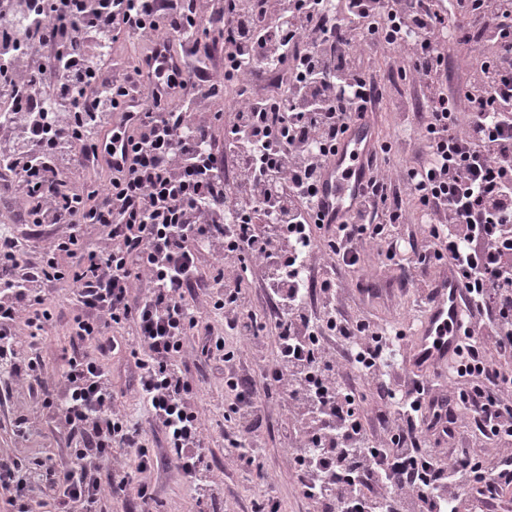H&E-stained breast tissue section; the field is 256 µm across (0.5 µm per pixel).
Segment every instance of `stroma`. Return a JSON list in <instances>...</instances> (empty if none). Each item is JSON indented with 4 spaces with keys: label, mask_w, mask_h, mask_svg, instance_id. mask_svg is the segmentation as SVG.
Wrapping results in <instances>:
<instances>
[{
    "label": "stroma",
    "mask_w": 512,
    "mask_h": 512,
    "mask_svg": "<svg viewBox=\"0 0 512 512\" xmlns=\"http://www.w3.org/2000/svg\"><path fill=\"white\" fill-rule=\"evenodd\" d=\"M411 99L400 79H392L386 86V101L375 115L377 129L385 140L407 142ZM338 284L342 290L340 305L350 316L364 317L380 324L403 328L406 340H413L421 309L418 291L412 284L402 283L399 270L378 273L360 290V271L337 267ZM67 286H59L50 301L56 313L53 328L40 338L36 352L42 360L48 380H57L66 368L72 353L69 338L70 308ZM203 338L189 345L185 368L189 376L202 379L200 404L206 417L204 435L213 451L214 464L224 461V406L231 394L224 386L221 365L204 349ZM32 402L29 391L19 385H0V453L28 463L41 457L64 456V436L61 429L47 425L23 439L13 435L15 418L26 413ZM286 411L271 406L266 420L251 435L250 443L258 448L257 460L270 474L269 483L261 485L249 471H231L224 479L223 512H250L252 500L273 498L281 505L280 512H318L314 502L303 499L296 488V477L291 470L286 450L289 442L283 433ZM144 478L157 492L158 512H190L194 500L191 486L175 470L155 469Z\"/></svg>",
    "instance_id": "stroma-1"
}]
</instances>
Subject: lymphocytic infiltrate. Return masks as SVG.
<instances>
[{
  "label": "lymphocytic infiltrate",
  "mask_w": 512,
  "mask_h": 512,
  "mask_svg": "<svg viewBox=\"0 0 512 512\" xmlns=\"http://www.w3.org/2000/svg\"><path fill=\"white\" fill-rule=\"evenodd\" d=\"M344 8L337 13L328 0H33L22 11L18 0H0V15L24 19L23 39L0 32V85L30 116L24 146L0 151V169L17 176L18 207L33 223L64 228L34 256L0 237V364L34 397L15 434L58 424L67 457L26 466L0 456V488L10 489L14 512H38L47 499L56 512H101L103 501H126L132 488L135 512H156L154 487L136 474L161 466L192 486L198 506L221 499L200 385L182 369L196 336L224 347L194 305L198 291L256 351L265 347L261 332L274 337L260 379L226 359L236 423L225 440L227 468L267 483L245 442L274 393L288 413L299 494L334 512H487L512 490V370L500 362L512 357V0H455L446 11L434 0H345ZM477 28L493 44L491 60L448 90L442 35L454 32L465 61ZM102 30L159 44L174 36L207 63L165 70L152 52L116 71L111 45L84 38ZM28 41L51 52L21 69L13 57ZM218 53L236 74L273 76L271 90L240 93L228 113L211 112L227 83L224 67L212 63ZM385 53L389 75L407 82L418 102L426 161L391 167L392 145L379 143L355 212L323 224L315 202L327 160L357 119L379 110L388 75L366 64ZM80 91V108H71ZM87 126L111 127L121 160L110 163L106 186L69 192L67 171L103 160L101 139L81 134ZM418 219L426 246L402 267L403 279L426 300L448 265L469 300L472 330L446 386L398 381L388 356L403 330L348 316L338 302L335 264L390 269L403 226ZM90 224L101 231L94 248L84 240ZM229 266L239 276L262 271L273 304L265 328L238 279L227 280ZM139 282L147 289L135 299ZM60 283L71 287L73 350L53 384L33 349L54 324L47 295ZM87 342L96 352L82 351ZM120 352L130 358L147 426L127 418L112 388L110 359ZM359 379L390 407L378 422L356 390ZM462 420L485 449L452 448L447 462L436 460L432 448ZM154 433L164 456L148 448ZM130 452L137 472L115 469Z\"/></svg>",
  "instance_id": "f902f5d3"
}]
</instances>
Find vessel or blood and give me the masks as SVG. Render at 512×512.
<instances>
[{
    "label": "vessel or blood",
    "instance_id": "1",
    "mask_svg": "<svg viewBox=\"0 0 512 512\" xmlns=\"http://www.w3.org/2000/svg\"><path fill=\"white\" fill-rule=\"evenodd\" d=\"M376 149L369 120L353 124L327 162L316 207L324 223L340 224L358 206L365 191L367 161ZM468 310L463 290L452 271H443L433 297L423 309L409 351L408 363L421 375H431L451 361L465 342Z\"/></svg>",
    "mask_w": 512,
    "mask_h": 512
}]
</instances>
